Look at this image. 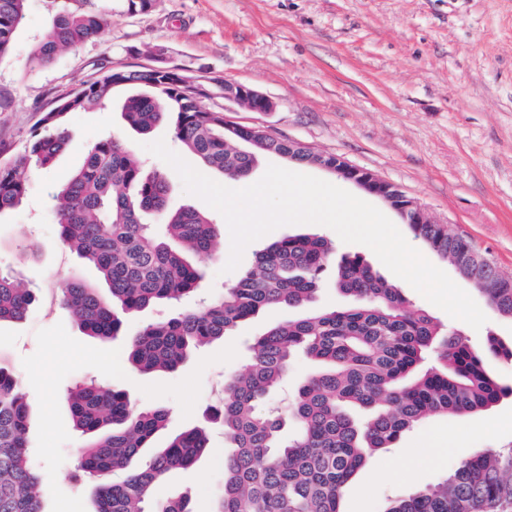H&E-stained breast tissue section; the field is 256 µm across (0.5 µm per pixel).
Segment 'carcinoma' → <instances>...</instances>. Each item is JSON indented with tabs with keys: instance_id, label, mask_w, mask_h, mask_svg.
Returning <instances> with one entry per match:
<instances>
[{
	"instance_id": "carcinoma-1",
	"label": "carcinoma",
	"mask_w": 512,
	"mask_h": 512,
	"mask_svg": "<svg viewBox=\"0 0 512 512\" xmlns=\"http://www.w3.org/2000/svg\"><path fill=\"white\" fill-rule=\"evenodd\" d=\"M63 0L48 31L29 50L32 69L101 37L108 0ZM29 0H0V60L11 55L28 19ZM152 83L127 97L125 122L142 135L167 125L202 166L232 180L249 176L266 152L308 163L317 155L300 145L224 127V110L198 105L187 77L115 71L72 95L60 110L41 111L22 148L0 160V214L21 206L35 171L53 164L69 142L67 119L104 109L120 86ZM252 142L243 152L237 143ZM161 173L148 175L114 136L93 143L73 176L52 199L62 243L91 263L109 295L77 278L61 301L86 335L113 339L125 316L157 304H176L201 289L207 261L224 231L194 206L173 209ZM415 237L450 261L501 316L512 320V279L470 240L446 225H409ZM256 265L205 307L148 323L128 342L131 369L174 372L197 348L235 333L269 306L310 305L326 272L353 300L270 327L253 340L245 372L224 380L214 418L224 428V483L210 512H344L346 485L370 455L390 448L409 429L436 416L460 417L512 394L486 368L490 356L512 359V345L490 336L477 349L413 306L362 256L336 261L331 242L317 234L284 236L255 254ZM36 302L0 273V323L19 322ZM303 355L318 365L285 408L271 397ZM66 399L73 427L85 441L69 475L94 490L93 512H192L184 496L161 499L157 485L171 471L194 465L209 449L193 428L166 447L151 442L167 421L162 408L141 409L107 382H77ZM29 404L0 367V512H44L47 489L28 445ZM140 466L128 473L132 462ZM512 507V448L463 458L441 482L386 503L383 512H507Z\"/></svg>"
}]
</instances>
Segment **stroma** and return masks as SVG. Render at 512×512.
<instances>
[{
	"label": "stroma",
	"instance_id": "1",
	"mask_svg": "<svg viewBox=\"0 0 512 512\" xmlns=\"http://www.w3.org/2000/svg\"><path fill=\"white\" fill-rule=\"evenodd\" d=\"M48 0H30L27 25L12 55L0 60V148L22 147L40 109L66 90L114 69L144 70L162 49L169 65L203 84L207 107H224L242 126H264L312 151L335 154L396 185L432 221L467 236L505 275H512V0H155L151 10L130 12L126 0H110L105 31L97 41L68 51L50 66L30 69L32 43L49 27ZM242 83L267 95L275 107L251 112L224 98V85ZM130 90L116 88L111 105L71 115L69 146L55 164L37 170L22 206L0 215V270L37 300L20 322L0 324V366L17 381L31 406V454L48 489L45 512H85L87 488L68 475L82 442L64 399L67 387L109 379L140 408L168 410L166 428L153 445L205 425L225 377L242 370L252 336L293 309L272 307L236 335L197 350L172 373L141 374L126 363L129 333L179 308L157 305L126 318L127 335L108 341L83 333L59 303L65 278L99 284L96 269L59 239L52 198L83 161L85 149L105 135L142 154L150 168L167 173L173 205L202 207L185 193L168 164L144 144L169 138L167 126L142 135L129 128L120 107ZM305 174L338 185L379 207L424 257L452 280L454 266L412 236L402 218L373 195L324 169ZM317 233L318 224L286 225L246 248L238 270L225 272V258L208 262L206 292L216 295L251 269L257 249L285 235ZM337 255L363 256L417 306L475 346L494 335L512 343V321L483 295L475 301L487 317L481 329L451 318L398 279L367 246L338 242ZM441 447L430 463L419 462L423 442ZM512 448V395L469 415L435 417L379 450L349 481L345 512H381L386 501L441 480L466 452ZM416 467L413 481L401 471ZM224 475V434L210 432V450L188 469L175 471L169 491L188 497L193 512H209Z\"/></svg>",
	"mask_w": 512,
	"mask_h": 512
}]
</instances>
